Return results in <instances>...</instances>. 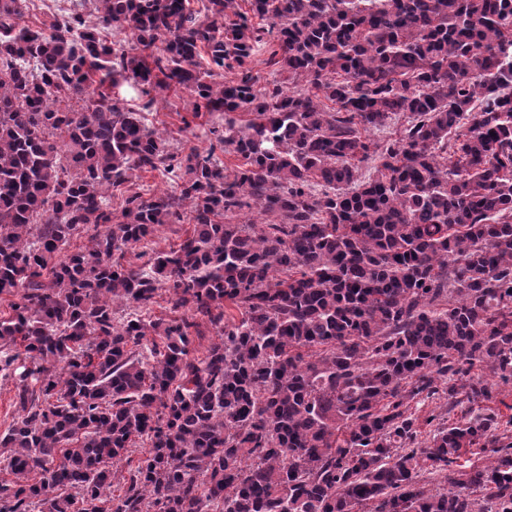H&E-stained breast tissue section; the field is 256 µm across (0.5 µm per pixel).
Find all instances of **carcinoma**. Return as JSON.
I'll return each instance as SVG.
<instances>
[{"label": "carcinoma", "instance_id": "obj_1", "mask_svg": "<svg viewBox=\"0 0 512 512\" xmlns=\"http://www.w3.org/2000/svg\"><path fill=\"white\" fill-rule=\"evenodd\" d=\"M95 2L0 0V512H512V0ZM109 78L224 123L175 153ZM136 171L173 189L117 215ZM190 223L192 222H190L189 214H187V217L185 216L183 221L178 224H163L160 226L154 237L149 238L147 243L141 244L136 249L137 252H147L146 257L136 261L141 264L148 259V255H152L155 251H169L172 248H176L181 239L184 238L183 233L189 228ZM14 381H0V428L4 430L15 414L13 407Z\"/></svg>", "mask_w": 512, "mask_h": 512}]
</instances>
